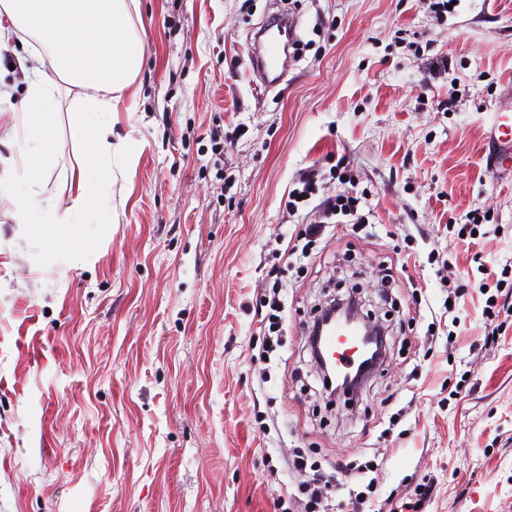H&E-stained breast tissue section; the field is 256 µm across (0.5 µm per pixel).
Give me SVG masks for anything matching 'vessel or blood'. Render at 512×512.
Here are the masks:
<instances>
[{"instance_id":"obj_1","label":"vessel or blood","mask_w":512,"mask_h":512,"mask_svg":"<svg viewBox=\"0 0 512 512\" xmlns=\"http://www.w3.org/2000/svg\"><path fill=\"white\" fill-rule=\"evenodd\" d=\"M296 28L292 17L276 14L261 25L250 42V65L264 90L274 89L287 78L291 62L285 36ZM486 138L495 163L512 171V102L498 104L490 112ZM324 348L331 352L338 373L347 374L356 368L358 353L351 344L331 334L325 337Z\"/></svg>"}]
</instances>
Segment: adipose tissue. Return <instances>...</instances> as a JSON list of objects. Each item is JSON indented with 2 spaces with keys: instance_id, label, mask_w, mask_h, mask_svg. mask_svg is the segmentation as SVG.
<instances>
[{
  "instance_id": "adipose-tissue-1",
  "label": "adipose tissue",
  "mask_w": 512,
  "mask_h": 512,
  "mask_svg": "<svg viewBox=\"0 0 512 512\" xmlns=\"http://www.w3.org/2000/svg\"><path fill=\"white\" fill-rule=\"evenodd\" d=\"M131 7L130 0H0V36L20 32L44 49L21 104L27 117L26 141L54 139L56 92L64 81L77 89L71 104L73 127L93 146L70 176L71 204L66 211L42 206L37 199L36 189L46 177L44 159L29 162L19 181L23 191H16L19 183L0 181V200L12 206L17 222L47 227L51 240H77L82 214L105 192L101 170L125 152L124 142L113 139L111 114L142 64Z\"/></svg>"
}]
</instances>
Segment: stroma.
Masks as SVG:
<instances>
[{
  "mask_svg": "<svg viewBox=\"0 0 512 512\" xmlns=\"http://www.w3.org/2000/svg\"><path fill=\"white\" fill-rule=\"evenodd\" d=\"M138 2L110 222L89 210L78 244L49 246L0 215V512H302L298 453L337 475L328 512H352L369 460L364 512H512V309L487 341L480 289L512 267V175L485 146L512 94V0H458L440 21L419 0ZM283 10L304 49L262 96L247 38ZM60 103L40 197L63 210L90 145ZM339 163L370 225L328 227L290 263L305 225L287 192ZM473 210L479 235L460 237ZM276 282L284 334L264 358ZM351 290L390 354L350 409L323 393L303 330Z\"/></svg>",
  "mask_w": 512,
  "mask_h": 512,
  "instance_id": "35a3bbf8",
  "label": "stroma"
}]
</instances>
